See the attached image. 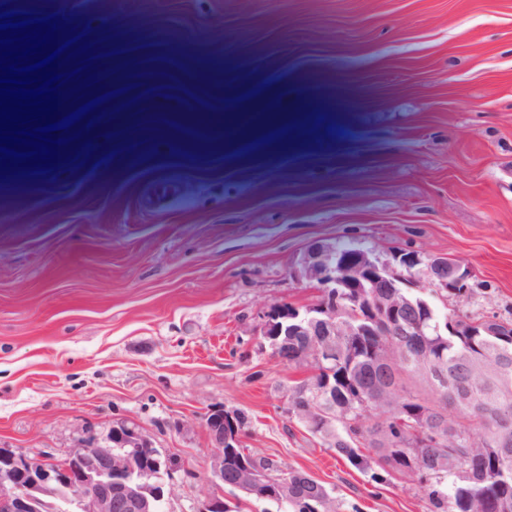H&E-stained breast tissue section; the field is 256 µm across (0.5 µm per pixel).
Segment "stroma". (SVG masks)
<instances>
[{
	"instance_id": "obj_1",
	"label": "stroma",
	"mask_w": 512,
	"mask_h": 512,
	"mask_svg": "<svg viewBox=\"0 0 512 512\" xmlns=\"http://www.w3.org/2000/svg\"><path fill=\"white\" fill-rule=\"evenodd\" d=\"M53 8L105 37L122 109L115 158L0 194V448L61 462L136 426L166 465L165 512L217 494L277 512L215 482L205 423L224 409L245 415V448L322 483L337 512H430L423 489L372 481L285 413L310 370L250 331L272 304L320 299L292 275L316 242L456 261L474 286L460 312L512 318V0ZM134 74L152 98L133 101ZM247 106L289 122L246 124ZM192 112L223 118L221 151Z\"/></svg>"
}]
</instances>
